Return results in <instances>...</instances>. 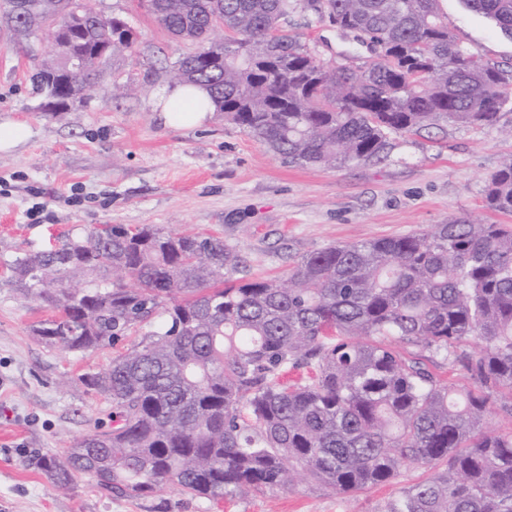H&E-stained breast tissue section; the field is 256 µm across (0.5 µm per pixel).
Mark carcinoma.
<instances>
[{"label":"carcinoma","mask_w":512,"mask_h":512,"mask_svg":"<svg viewBox=\"0 0 512 512\" xmlns=\"http://www.w3.org/2000/svg\"><path fill=\"white\" fill-rule=\"evenodd\" d=\"M160 26L196 45L171 84L205 87L217 111L290 165L336 168L390 158L391 135L449 122L492 126L512 70L458 42L439 0H148ZM512 37V0H464ZM71 0H0L18 42L51 26L65 48L30 76L64 107L94 86L97 57L135 52L119 18L71 23ZM302 10L370 44L338 63L284 23ZM84 69L61 83L68 52ZM486 206L512 213V157L487 181ZM219 237L156 224H107L16 257V286L59 315L33 327L83 353L141 337L87 389L110 406L70 447L40 460L55 484L88 475L105 494L146 497L171 483L219 500L284 490L306 476L338 494L394 482L385 512H512V225L460 216L406 236L330 245L284 277L246 278ZM479 341L478 349H469ZM464 372L454 391L438 370ZM306 369L291 384L282 377Z\"/></svg>","instance_id":"1"}]
</instances>
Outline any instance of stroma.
<instances>
[{
  "instance_id": "obj_1",
  "label": "stroma",
  "mask_w": 512,
  "mask_h": 512,
  "mask_svg": "<svg viewBox=\"0 0 512 512\" xmlns=\"http://www.w3.org/2000/svg\"><path fill=\"white\" fill-rule=\"evenodd\" d=\"M137 32L136 51L115 61L83 102L44 112L28 78L48 40L14 44L0 30V124L25 139L0 151V512H385L416 468L354 495L307 480L288 490L214 502L166 484L145 498H113L79 476L56 486L39 458L69 447L105 420L104 400L79 377L112 349L72 353L32 333L51 307L13 288L10 262L105 224H159L224 239L251 277L283 275L303 254L331 244L398 236L470 215L512 224L484 205L487 180L512 156V103L495 125L451 123L392 136L388 161L336 169L291 166L216 112L199 127L174 128L162 114L168 72L190 43L174 40L146 0H89ZM457 39L494 63L512 65V37L464 0H440ZM287 28L309 50L337 57L348 40L328 20L295 12ZM132 92L113 97L112 78Z\"/></svg>"
}]
</instances>
